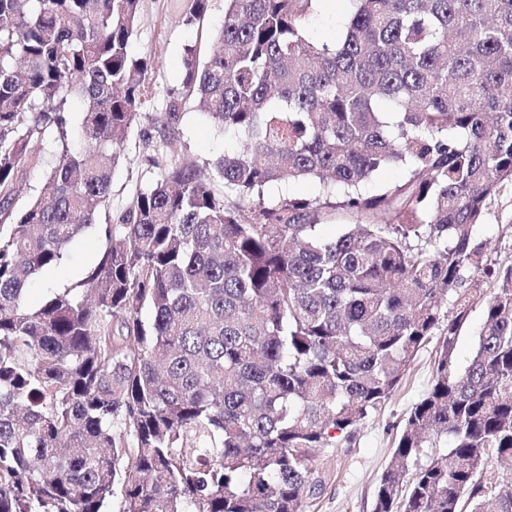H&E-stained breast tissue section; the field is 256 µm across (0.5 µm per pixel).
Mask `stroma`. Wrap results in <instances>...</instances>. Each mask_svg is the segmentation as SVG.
I'll list each match as a JSON object with an SVG mask.
<instances>
[{
	"label": "stroma",
	"instance_id": "1",
	"mask_svg": "<svg viewBox=\"0 0 512 512\" xmlns=\"http://www.w3.org/2000/svg\"><path fill=\"white\" fill-rule=\"evenodd\" d=\"M189 0H141L138 27L130 45L133 57L149 60L146 82L150 94L140 119L129 132L119 162L112 168V192L106 209L108 223H116L138 191L148 188L174 163L201 166L222 155L226 141L199 109L187 100L180 135L173 144L162 142L160 119L170 89L180 87L185 46H195L200 59L214 50V35L224 19L225 0H209L200 21L185 24ZM346 0H322L308 17V30L316 39H328L343 30ZM151 135L156 149H148L143 135ZM477 242L487 244L498 261H512V185L492 196L482 224L473 231ZM102 241L89 230L68 249L61 264L37 275L28 291L30 306H38L50 289L69 288L83 278L99 258ZM438 337H431L408 366L392 396L364 419L349 439L319 451L313 467L319 490L304 499V512H372L378 480L387 467L396 433L410 409L430 389L437 365Z\"/></svg>",
	"mask_w": 512,
	"mask_h": 512
}]
</instances>
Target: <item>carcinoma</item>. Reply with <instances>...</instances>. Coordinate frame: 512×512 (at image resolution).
Wrapping results in <instances>:
<instances>
[{
  "label": "carcinoma",
  "instance_id": "obj_1",
  "mask_svg": "<svg viewBox=\"0 0 512 512\" xmlns=\"http://www.w3.org/2000/svg\"><path fill=\"white\" fill-rule=\"evenodd\" d=\"M189 2L187 25L209 0ZM319 2L225 0L220 50L184 48L162 126L192 97L236 145L169 167L32 308L109 200L148 63L140 0H0V512H303L317 450L436 333L373 512H512V263L472 236L512 184V0H348L314 40ZM388 166L404 178L365 192ZM286 180L321 191L265 203ZM341 213L357 223L320 236ZM348 2L344 0H325L308 17V30L315 39H328L343 30L347 16ZM101 248L102 241L97 229L87 231L72 243L61 264L34 278L27 295L29 305L36 307L41 304L52 288H70L76 284L96 264ZM483 320V305L482 301H478L470 313V320L468 326L461 332V337L457 344L456 356L458 360L464 361L473 349L474 335L480 327Z\"/></svg>",
  "mask_w": 512,
  "mask_h": 512
}]
</instances>
